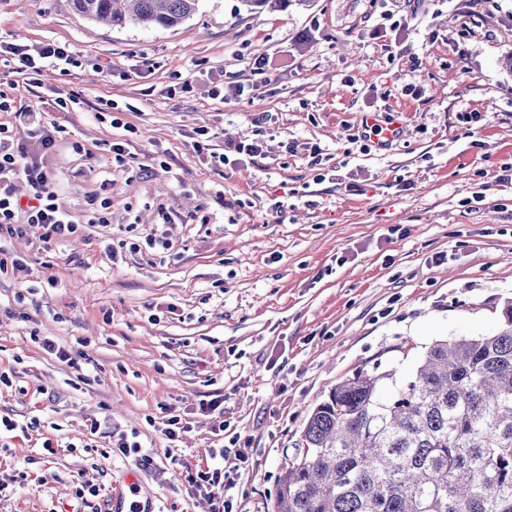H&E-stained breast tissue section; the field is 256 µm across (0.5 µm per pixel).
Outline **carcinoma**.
<instances>
[{
  "label": "carcinoma",
  "instance_id": "1",
  "mask_svg": "<svg viewBox=\"0 0 512 512\" xmlns=\"http://www.w3.org/2000/svg\"><path fill=\"white\" fill-rule=\"evenodd\" d=\"M122 27L173 28L199 0H69ZM496 333L434 342L413 374L359 371L306 422L275 512H512V300ZM392 380L390 393L382 382Z\"/></svg>",
  "mask_w": 512,
  "mask_h": 512
}]
</instances>
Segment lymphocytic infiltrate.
I'll return each instance as SVG.
<instances>
[{
  "label": "lymphocytic infiltrate",
  "instance_id": "f902f5d3",
  "mask_svg": "<svg viewBox=\"0 0 512 512\" xmlns=\"http://www.w3.org/2000/svg\"><path fill=\"white\" fill-rule=\"evenodd\" d=\"M16 62V71L27 85L41 82L45 63H54L60 74H67L75 60L67 45L41 42L33 45L10 44L5 48ZM12 125L0 124V233L22 235L27 225L38 224L46 239L64 241L72 237L78 225L57 203V195L44 159L56 147L62 128L47 124L43 113L18 111ZM24 178L28 197L15 191L16 178ZM249 443L240 437L230 439L227 447L211 449L212 467L196 472L190 482L203 496L210 512H233V495L239 475L224 468L226 457L248 462Z\"/></svg>",
  "mask_w": 512,
  "mask_h": 512
}]
</instances>
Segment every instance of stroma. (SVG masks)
<instances>
[{
  "label": "stroma",
  "instance_id": "stroma-1",
  "mask_svg": "<svg viewBox=\"0 0 512 512\" xmlns=\"http://www.w3.org/2000/svg\"><path fill=\"white\" fill-rule=\"evenodd\" d=\"M405 12L403 0L255 13L201 0L178 27L119 28L58 0H0V42L59 41L76 61L31 87L0 56L13 88L0 123L25 109L65 126L47 167L80 226L66 242L38 225L0 239L29 266L0 274V372L12 380L0 418L24 425L0 434V512H105L133 463L90 436L91 419L160 455L173 415L189 425L179 464L141 474L158 512H207L188 476L237 434L251 458L234 512H273L331 387L377 367L404 378L432 342L497 331L512 298V182L500 179L512 166V0H425L391 31ZM259 55L274 61L262 74L250 69ZM246 79L258 86L246 100L208 94ZM72 96L81 111H53ZM106 100L133 128L121 162L120 130L96 117ZM372 112L398 117L402 138L364 137ZM200 126L216 147L257 140L264 153L211 169L193 154ZM154 156L171 172L143 174ZM104 198L110 223H91ZM157 231L168 252L143 249ZM215 397L220 437L200 409ZM87 483L99 495L85 509Z\"/></svg>",
  "mask_w": 512,
  "mask_h": 512
}]
</instances>
